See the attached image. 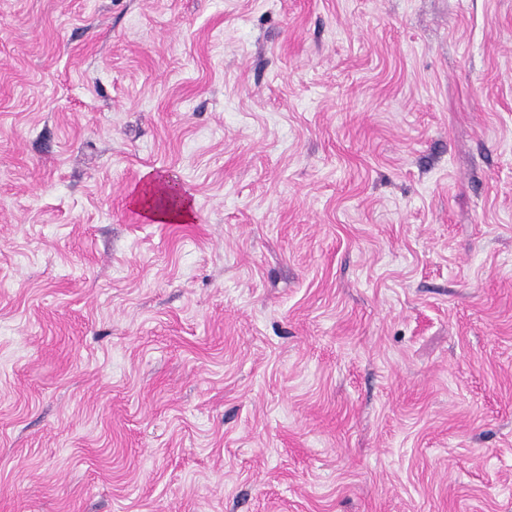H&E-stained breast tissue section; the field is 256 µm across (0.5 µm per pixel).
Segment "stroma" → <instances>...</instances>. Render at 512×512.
I'll list each match as a JSON object with an SVG mask.
<instances>
[{
	"mask_svg": "<svg viewBox=\"0 0 512 512\" xmlns=\"http://www.w3.org/2000/svg\"><path fill=\"white\" fill-rule=\"evenodd\" d=\"M0 512H512V0H0ZM175 178L153 170L144 174L142 184L132 193L130 201L155 224H183L191 221L195 211L194 200L180 189ZM154 194L148 206L144 200ZM166 194H174L176 202L167 201Z\"/></svg>",
	"mask_w": 512,
	"mask_h": 512,
	"instance_id": "obj_1",
	"label": "stroma"
}]
</instances>
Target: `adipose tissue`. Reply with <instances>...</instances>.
<instances>
[{"instance_id": "adipose-tissue-1", "label": "adipose tissue", "mask_w": 512, "mask_h": 512, "mask_svg": "<svg viewBox=\"0 0 512 512\" xmlns=\"http://www.w3.org/2000/svg\"><path fill=\"white\" fill-rule=\"evenodd\" d=\"M130 201L156 224H183L191 221L195 211L194 200L172 176L152 170L145 172Z\"/></svg>"}]
</instances>
